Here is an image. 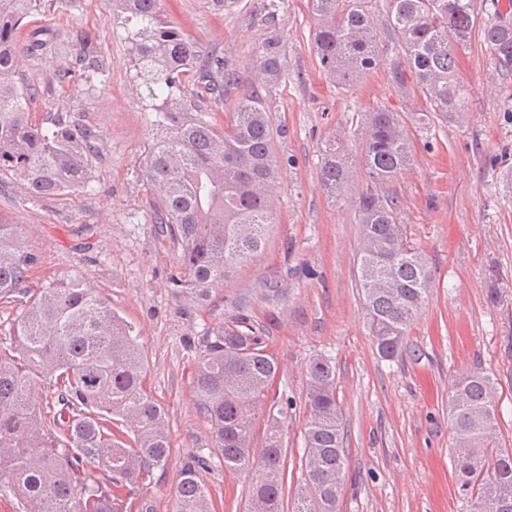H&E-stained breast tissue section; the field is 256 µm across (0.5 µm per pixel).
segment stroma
Masks as SVG:
<instances>
[{
  "label": "stroma",
  "mask_w": 512,
  "mask_h": 512,
  "mask_svg": "<svg viewBox=\"0 0 512 512\" xmlns=\"http://www.w3.org/2000/svg\"><path fill=\"white\" fill-rule=\"evenodd\" d=\"M263 0H162L163 14L203 56L232 64L241 89L261 82L262 49L278 36L284 75L267 97L279 130L275 228L262 254L238 269L211 303L188 306L170 277L180 253L153 233L152 195L141 162L152 138L125 32L112 0H46L22 34L47 29L67 46L21 53L19 77L33 95L34 119L85 109L102 134L92 189L37 198L0 171V214L24 225L41 256L34 284L57 274L79 277L131 327L148 357V384L166 413L168 461L158 480L136 487L127 506L173 512L186 456L210 453V428L196 410L190 373L207 329L246 318L279 364L276 397L289 403L283 505L302 488L306 365L320 355L336 367V395L347 432L340 512H470L455 483V440L448 386L475 367L494 375L500 438L512 447V74L487 53L481 32L459 49L468 90L465 111L424 113L425 102L399 92L390 64L401 46L378 15L382 64L351 90L337 88L315 51L309 0H282L267 15ZM103 69L86 87L63 81L81 46ZM397 113L412 158L387 186L399 219L426 256L433 286L400 354L381 357L369 335L358 280L360 224L355 200L369 185L361 129L373 107ZM341 141L349 178L337 192L320 179L322 146ZM252 475L213 461L203 474L213 512H246Z\"/></svg>",
  "instance_id": "stroma-1"
}]
</instances>
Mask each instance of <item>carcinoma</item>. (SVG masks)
<instances>
[{"mask_svg":"<svg viewBox=\"0 0 512 512\" xmlns=\"http://www.w3.org/2000/svg\"><path fill=\"white\" fill-rule=\"evenodd\" d=\"M136 76L148 91L147 119L167 138L152 141L143 176L154 195V234L178 245L181 264L171 282L202 305L238 267L260 253L274 226L269 206L278 183L277 129L263 90L279 83L283 61L272 36L262 51L264 84L239 95L235 68L219 57L200 63L197 46L163 14L161 0H114ZM318 25L317 57L340 89L382 62L373 16L383 7L388 31L405 64L392 63L398 90L422 95L429 112H463L467 90L457 78L456 49L478 22V0H311ZM484 27L486 51L512 67V15L501 0ZM43 0H0V170L13 173L35 197H62L87 189L101 150V134L86 111L54 112L43 122L26 109L29 89L17 77L18 32ZM85 78L100 69L83 47ZM413 81H407L406 74ZM232 104L220 126L197 102ZM411 144L400 117L372 109L361 137V159L379 186L407 168ZM344 149L327 142L321 179L345 184ZM363 241L359 283L367 325L378 352L398 355L431 286L425 255L398 218V197L368 190L358 201ZM40 256L22 225L0 218V302L22 305L0 346V495L16 512H125L126 485L148 486L164 468L171 445L165 412L147 386L144 348L79 278L55 277L32 286ZM279 364L246 319L206 333L191 373L197 410L207 420L216 456L227 471L248 470V504L283 512L286 454L281 422L288 408L267 419L257 442L258 416L276 400ZM304 490L293 512H338L345 477V433L336 397V368L326 357L307 366ZM54 392L44 396L40 383ZM494 378L475 368L448 386V418L457 448L458 493L472 512H512V448L491 455L498 437ZM92 461L107 478L85 471ZM210 458L184 462L174 512H211L202 473Z\"/></svg>","mask_w":512,"mask_h":512,"instance_id":"obj_1","label":"carcinoma"}]
</instances>
